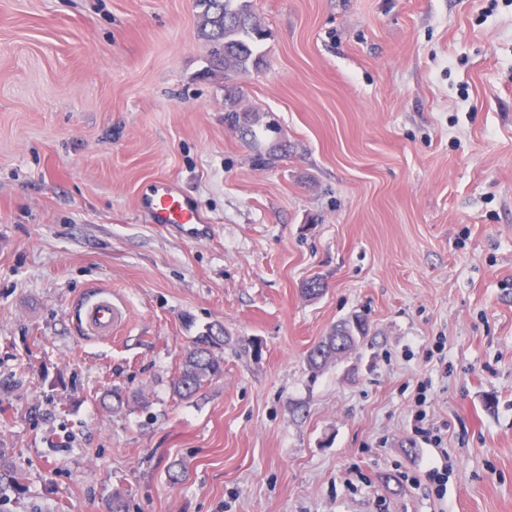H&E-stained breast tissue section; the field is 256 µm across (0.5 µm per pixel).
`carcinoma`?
I'll return each instance as SVG.
<instances>
[{
	"instance_id": "carcinoma-1",
	"label": "carcinoma",
	"mask_w": 512,
	"mask_h": 512,
	"mask_svg": "<svg viewBox=\"0 0 512 512\" xmlns=\"http://www.w3.org/2000/svg\"><path fill=\"white\" fill-rule=\"evenodd\" d=\"M200 9V30L210 43L208 69L224 74L226 87L224 121L242 135L252 134L257 121L253 111L240 112L236 103L240 90L233 81L258 73L263 67L260 43L266 39L263 28L252 10L251 0H195ZM364 330L362 320L344 322L324 337L308 353L310 366L319 368L336 360L339 336H358ZM224 343V327L209 328L196 337L186 350L178 375L173 379V394L181 399L193 396L202 383L221 372L214 348Z\"/></svg>"
}]
</instances>
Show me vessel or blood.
Returning <instances> with one entry per match:
<instances>
[{
  "label": "vessel or blood",
  "instance_id": "obj_1",
  "mask_svg": "<svg viewBox=\"0 0 512 512\" xmlns=\"http://www.w3.org/2000/svg\"><path fill=\"white\" fill-rule=\"evenodd\" d=\"M140 205L152 223L167 224L188 235L198 232L205 223L203 215L190 199L169 181H155L147 185ZM85 320L94 334L105 337L116 329L120 315L111 300L100 299L88 308Z\"/></svg>",
  "mask_w": 512,
  "mask_h": 512
}]
</instances>
